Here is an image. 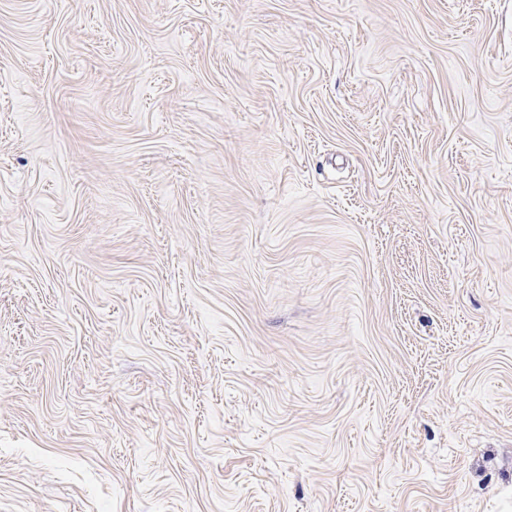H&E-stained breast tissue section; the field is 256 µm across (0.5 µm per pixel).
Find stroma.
<instances>
[{
    "label": "stroma",
    "mask_w": 512,
    "mask_h": 512,
    "mask_svg": "<svg viewBox=\"0 0 512 512\" xmlns=\"http://www.w3.org/2000/svg\"><path fill=\"white\" fill-rule=\"evenodd\" d=\"M0 512H512V0H0Z\"/></svg>",
    "instance_id": "35a3bbf8"
}]
</instances>
